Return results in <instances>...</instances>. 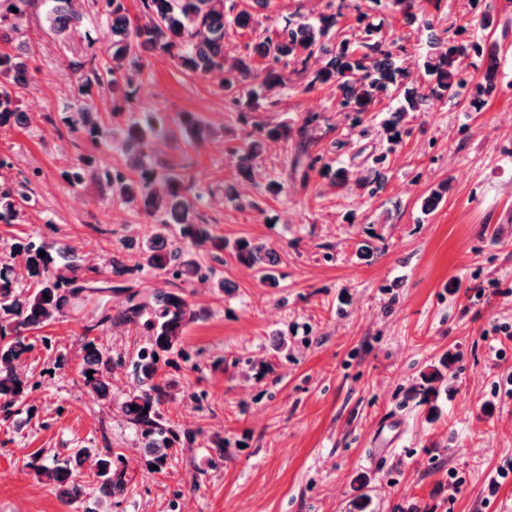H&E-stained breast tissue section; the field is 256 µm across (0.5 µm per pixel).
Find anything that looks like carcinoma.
I'll list each match as a JSON object with an SVG mask.
<instances>
[{
    "instance_id": "obj_1",
    "label": "carcinoma",
    "mask_w": 512,
    "mask_h": 512,
    "mask_svg": "<svg viewBox=\"0 0 512 512\" xmlns=\"http://www.w3.org/2000/svg\"><path fill=\"white\" fill-rule=\"evenodd\" d=\"M6 11H0V127L20 124L24 116L20 91L28 86L31 71L29 56L22 45L15 44L16 35L25 17V6L30 0H7ZM45 22L55 37L64 41L70 31L82 21L80 0H48ZM144 22L132 21L125 0H94V5L106 17L112 32V41L105 50L104 65L90 59L91 75L80 76V91L91 95V89L104 83L112 85L115 99L113 113L135 112L134 84L141 73L142 58L146 53H162L183 70L199 77L213 71L225 73L224 91L228 103L236 109L257 110L269 93L285 86L283 69L288 61L302 65L307 83L302 91L308 92L317 84L334 83L342 91V111L358 115L369 110L380 97L389 92L398 93L391 122L394 142L400 140L397 125L408 112H415L426 94L416 87L404 84V70L392 51L377 42L370 52L361 53L346 40L339 46H330L336 39L333 28L336 15L320 17L318 24L300 20H287L276 32V38H266L228 61L224 58V35L228 21L224 14V0H141ZM265 60L257 69L255 58ZM468 47L451 40L429 43L423 58V68L430 77L429 95L438 98H455L468 93L470 104L478 107L483 97L493 89V73L486 75V83H472L464 67ZM317 67L310 68V61ZM247 89V95L239 89ZM72 132L84 135L96 145L105 138V129L99 117L86 104L63 118ZM181 130L201 141L210 129L192 112L180 114ZM163 130L150 119L126 121L124 131L123 163L101 167L91 156L80 159L78 171L72 179L79 182L89 174L108 193L126 205L138 208L157 225L152 238L145 244L142 255L150 268L165 277L188 282H207L221 290L229 282L216 277L213 263L222 262L219 253L224 251V238L215 235L202 221L197 210L200 194L183 172L168 169L164 175L165 186L157 192L155 168L150 162L157 152L158 139ZM290 128L281 124L275 128L258 127L245 148L234 152L240 174L248 175L266 140H288ZM32 195L31 181H21L0 187V223L11 224L18 220L24 203ZM176 225L181 241L168 240V228ZM203 247L211 254L200 253ZM45 256H40V253ZM18 254L25 261V268L36 277L33 287L23 291L17 285L16 272L11 266L0 267V339L12 340L0 345V400L9 406L25 395L31 386L30 379L19 370L22 357L33 349L27 342V333L38 330L57 319L74 305L84 292L105 291L97 286L95 266H87L81 258L69 259L65 252L44 242L28 241L19 246ZM238 261L256 270L262 278L275 282L273 266L275 251L266 243L242 241L237 247ZM204 312L195 308L182 292L156 291L153 301L129 297V306L116 316V320L139 324L149 336L137 351L131 364L120 357L98 349L94 341L83 337L79 340L83 352L80 373L85 385L96 395L108 392L107 373L129 366L131 388L122 406L124 415L149 441V452L160 462L164 461L176 441V435L166 425L161 406L168 396L169 383L159 371V352L184 353L181 347L184 329L188 324L203 318ZM92 376H87V372ZM137 409H131V406ZM86 449L81 448L68 458H54L37 467L38 475L53 485L60 495L70 502L82 495L80 482L73 478L82 463ZM111 462H100V512H110L112 495L120 481L109 476Z\"/></svg>"
}]
</instances>
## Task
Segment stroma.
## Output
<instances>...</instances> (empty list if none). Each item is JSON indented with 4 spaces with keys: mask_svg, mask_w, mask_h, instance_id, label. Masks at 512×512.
Returning <instances> with one entry per match:
<instances>
[{
    "mask_svg": "<svg viewBox=\"0 0 512 512\" xmlns=\"http://www.w3.org/2000/svg\"><path fill=\"white\" fill-rule=\"evenodd\" d=\"M329 2L254 7L249 27H227L225 57L274 36L287 19H318ZM343 2L345 38L358 43L367 24L380 25V39L402 48L410 86L426 83L430 39L479 43L481 70L498 46L496 88L485 106L477 112L463 98H428L402 118L404 135L392 145L384 122L394 97L355 123L342 112L335 84L300 92L304 77L292 63L270 104L240 112L226 102L223 74L195 77L166 55H145L137 114L170 123L193 112L216 131L200 144L175 131L161 141L156 162L189 161L204 193L203 220L228 242L275 248L278 284L262 283L228 249L217 267L228 292L182 286L208 316L185 329L186 357L166 355L162 366L172 383L162 409L177 441L159 466L121 411L127 371H113L104 399L79 373L81 334L127 360L144 344L142 327L94 326L97 306L118 312L127 292L101 294L83 312L66 311L34 331L22 369L36 387L23 404L0 412V512H91L97 461L108 453L124 461L112 512H353L362 494L370 498L366 512H512V481L488 492L496 467L512 461V396L497 391L512 378V344L498 343L512 332V0H417L413 19L391 0ZM487 8L494 25L484 30ZM45 10L46 0H32L17 36L31 58L27 122L0 129V154L11 162L0 183L28 177L33 190L20 221L0 223V266L23 272L13 253L21 239L60 242L90 266L106 267L119 255L132 269L128 284L151 294L160 278L140 252L154 231L150 219L107 199L92 178H68L81 157L109 165L122 158L124 121L111 116V89L92 94L100 119L114 127L111 139L92 145L62 122L79 102L75 66L105 49L110 25L91 7L59 42L44 27ZM427 18L432 27L424 26ZM257 123H285L293 134L266 142L247 180L234 152ZM302 128L311 156L347 169L351 183L336 186L297 164ZM381 153L388 156L381 188L358 185ZM272 180L282 185L279 195L266 190ZM443 182L447 193L423 213L424 199ZM223 185L235 188L236 200L215 195ZM443 361L448 389L433 415L419 393L421 375ZM390 418L401 439L375 468L367 455ZM83 447L91 450L80 469L85 496L69 503L36 467Z\"/></svg>",
    "mask_w": 512,
    "mask_h": 512,
    "instance_id": "obj_1",
    "label": "stroma"
}]
</instances>
